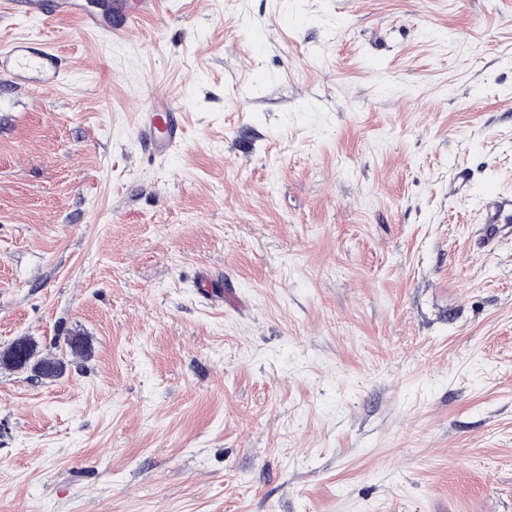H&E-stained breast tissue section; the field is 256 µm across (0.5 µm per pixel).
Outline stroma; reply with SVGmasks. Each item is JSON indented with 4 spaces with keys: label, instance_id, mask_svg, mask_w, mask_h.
<instances>
[{
    "label": "stroma",
    "instance_id": "1",
    "mask_svg": "<svg viewBox=\"0 0 512 512\" xmlns=\"http://www.w3.org/2000/svg\"><path fill=\"white\" fill-rule=\"evenodd\" d=\"M58 3L0 0L68 67L0 84V352L92 354L0 368V512H512V0ZM122 0H117L113 4L112 14L98 13L88 10H79L76 13L80 19L83 29L87 31H112L114 35H123L127 33L134 23L143 17V14H150L156 11L159 2L157 0H142V12L128 13L125 15V5ZM137 131L151 155L165 153L181 140L180 112L167 99H153L140 112ZM485 210L483 240L489 251H493L500 240L512 235V200L491 193L487 197ZM20 351L27 350V354L32 356V360L30 363L25 366L21 361H17L16 359H10L7 357H1V365H5L14 369H23L28 368L30 366L33 371V366L38 365V378L41 380H53L62 375L66 366L68 365L67 360L64 357H56V356H45L40 357L37 356V347L34 346L28 339H22L19 343ZM26 354V355H27Z\"/></svg>",
    "mask_w": 512,
    "mask_h": 512
}]
</instances>
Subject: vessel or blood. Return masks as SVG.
I'll return each mask as SVG.
<instances>
[{
	"instance_id": "vessel-or-blood-1",
	"label": "vessel or blood",
	"mask_w": 512,
	"mask_h": 512,
	"mask_svg": "<svg viewBox=\"0 0 512 512\" xmlns=\"http://www.w3.org/2000/svg\"><path fill=\"white\" fill-rule=\"evenodd\" d=\"M139 15V14H138ZM138 15L126 12L123 0H115L112 14L79 11L83 29L116 35L127 33ZM67 74L61 54L53 42L17 39L0 44V79L20 87L49 88L61 83ZM139 139L153 155L165 153L180 142V114L165 99L149 101L140 114ZM483 240L486 247H496L512 236V199L489 194L485 205Z\"/></svg>"
}]
</instances>
